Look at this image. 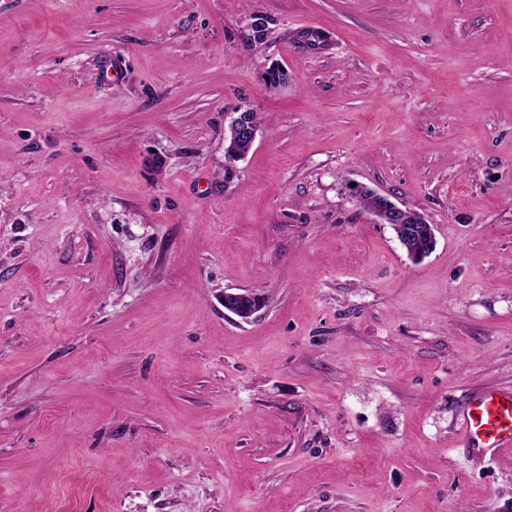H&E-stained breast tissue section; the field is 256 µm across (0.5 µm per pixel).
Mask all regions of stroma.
Segmentation results:
<instances>
[{"label":"stroma","instance_id":"stroma-1","mask_svg":"<svg viewBox=\"0 0 512 512\" xmlns=\"http://www.w3.org/2000/svg\"><path fill=\"white\" fill-rule=\"evenodd\" d=\"M476 389H512V0H0V512H512V453H453ZM243 113L245 112H233L230 116L229 129L231 137L227 139V142H229L231 138L239 143L247 144L248 150H251L257 139L259 129L243 118ZM377 194L384 199L382 207L373 213L380 224H390L392 228L405 236H408L412 231V225H416L414 228L416 232L413 236H400L399 241L408 256L413 260H420L431 254L435 248L432 225L427 224L426 221L417 224L420 218L416 214L421 215L418 211L394 202L388 195Z\"/></svg>","mask_w":512,"mask_h":512}]
</instances>
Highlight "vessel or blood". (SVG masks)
<instances>
[{"label": "vessel or blood", "mask_w": 512, "mask_h": 512, "mask_svg": "<svg viewBox=\"0 0 512 512\" xmlns=\"http://www.w3.org/2000/svg\"><path fill=\"white\" fill-rule=\"evenodd\" d=\"M457 455L468 462H495L512 448V390L478 389L470 393L457 421Z\"/></svg>", "instance_id": "b4317fda"}]
</instances>
